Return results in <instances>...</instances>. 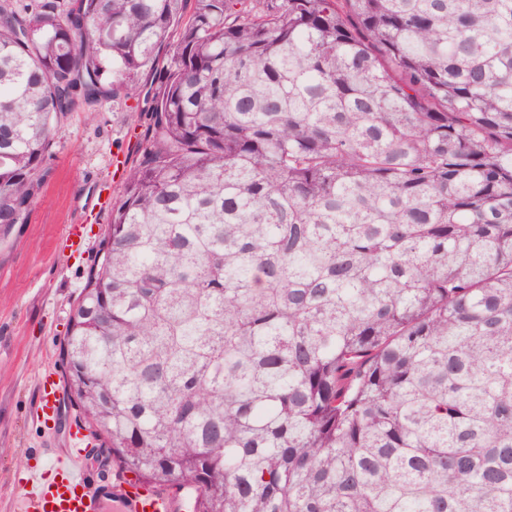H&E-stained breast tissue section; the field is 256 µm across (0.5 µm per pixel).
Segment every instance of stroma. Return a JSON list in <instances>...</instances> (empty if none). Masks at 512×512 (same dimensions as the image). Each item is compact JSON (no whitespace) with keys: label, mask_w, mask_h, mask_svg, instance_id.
<instances>
[{"label":"stroma","mask_w":512,"mask_h":512,"mask_svg":"<svg viewBox=\"0 0 512 512\" xmlns=\"http://www.w3.org/2000/svg\"><path fill=\"white\" fill-rule=\"evenodd\" d=\"M142 73L91 113L64 121L40 197L0 241V512H22L21 469H45L64 433L37 413L38 379L60 346L148 121Z\"/></svg>","instance_id":"1"}]
</instances>
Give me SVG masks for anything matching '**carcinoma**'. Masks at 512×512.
<instances>
[{"mask_svg":"<svg viewBox=\"0 0 512 512\" xmlns=\"http://www.w3.org/2000/svg\"><path fill=\"white\" fill-rule=\"evenodd\" d=\"M0 0V241L154 70L60 348L193 512H512V0Z\"/></svg>","mask_w":512,"mask_h":512,"instance_id":"carcinoma-1","label":"carcinoma"}]
</instances>
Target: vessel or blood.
<instances>
[{"label": "vessel or blood", "mask_w": 512, "mask_h": 512, "mask_svg": "<svg viewBox=\"0 0 512 512\" xmlns=\"http://www.w3.org/2000/svg\"><path fill=\"white\" fill-rule=\"evenodd\" d=\"M38 409L44 419L65 415L56 382L39 381ZM64 455L53 457L47 471L24 470L17 482L25 491L24 512H100V489L83 465L90 449L76 431L66 433ZM112 498L120 512H184L185 498L175 489L147 490L131 485L121 474L112 478Z\"/></svg>", "instance_id": "obj_1"}]
</instances>
